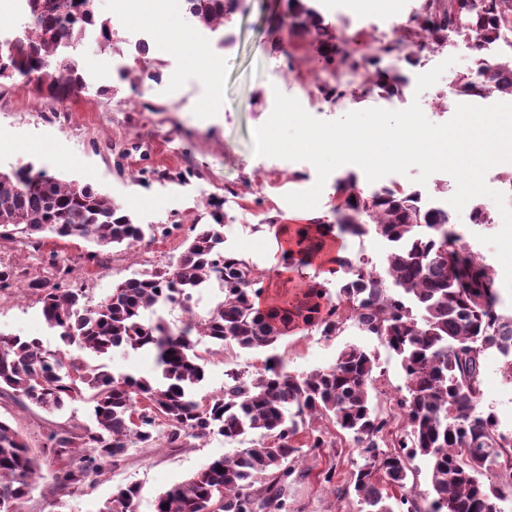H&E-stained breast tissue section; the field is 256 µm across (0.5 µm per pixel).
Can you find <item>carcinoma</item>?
Wrapping results in <instances>:
<instances>
[{
    "label": "carcinoma",
    "instance_id": "cac0c4a2",
    "mask_svg": "<svg viewBox=\"0 0 512 512\" xmlns=\"http://www.w3.org/2000/svg\"><path fill=\"white\" fill-rule=\"evenodd\" d=\"M194 24L215 32L224 26L234 0H188ZM302 29L329 36L313 0H289ZM30 32L0 43V87L17 77L36 92L65 99L87 87L73 51L96 29V45L112 55L116 36L108 19L96 17L94 0H29ZM512 27V0H422L410 17L417 39L443 44L452 33L476 47L489 46ZM371 90L397 95L407 83L403 68H374ZM464 96L512 97V58L498 62L495 77L459 75ZM334 223H318L322 236L375 234L389 245L384 268L328 259L332 275L345 279L336 292L318 281H303L294 301L262 300L264 274L225 245L224 220L194 224L179 259L161 270L137 273L117 284L96 305L74 280L68 259L51 251L45 261L52 277L0 267V292L18 283L37 296L45 323L61 341L93 357L116 350L154 353L158 375H114L51 350L34 336L0 331V390L10 389L48 412L76 401L91 405L94 425L75 423L45 435L42 453L66 464L55 485L73 492L117 467L129 449L179 448L192 440L224 438L233 454L211 459L188 479L158 496L155 512H288L290 478H315L340 500L356 501L358 512H500L512 496V434L498 429V417L479 409L484 353L498 349L512 383V315L499 312L495 274L476 254L458 246L448 212L427 208L418 193L398 186L363 194L357 177L339 180ZM179 225L144 228L108 194L63 182L31 164L0 171V240L40 251L41 233L78 237L98 247L131 248L157 232ZM317 234L300 230L299 258L286 267L308 266L323 249ZM204 288L214 305L172 328L158 311L183 307ZM155 318L147 321L145 315ZM352 322L399 359L405 385L397 406L405 427L383 415L377 397L379 360L348 345L329 366L308 373L288 370L276 354L254 372H225L224 388L197 399L205 380L198 345L234 344L251 351L276 347L302 328L328 338ZM346 435L362 463L344 484L336 470H296L301 449L314 456L336 447L331 428ZM250 443L247 448L244 443ZM428 464L432 497L407 490L411 462ZM497 472L499 482L483 477ZM40 464L24 436L0 419V512H18L35 488ZM139 490L117 488L97 512H133ZM168 505L163 509L162 505Z\"/></svg>",
    "mask_w": 512,
    "mask_h": 512
}]
</instances>
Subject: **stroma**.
Returning a JSON list of instances; mask_svg holds the SVG:
<instances>
[{"label":"stroma","mask_w":512,"mask_h":512,"mask_svg":"<svg viewBox=\"0 0 512 512\" xmlns=\"http://www.w3.org/2000/svg\"><path fill=\"white\" fill-rule=\"evenodd\" d=\"M418 6L419 0H395L394 11L359 13L344 7L341 0L317 3L332 24L335 44L342 52L352 51L351 36L356 30H384L393 17H409ZM172 23L184 29L190 26L176 0H153L148 17L138 22L151 35L146 52L124 41L117 45L131 68H139L144 59L160 63L159 78L150 87L125 81L119 83L115 96L99 95L90 87L62 102L45 92L34 93L19 81L0 87V171L30 164L107 193L136 223L179 225V232L156 237L155 267L176 260L183 249L185 228L213 223L219 215L225 222L228 246L252 258L259 268L272 269L279 256L278 241L265 225L296 224L297 210L286 203L285 196L311 188L317 179L309 162L258 157L253 152L251 132L271 115L276 93L296 98L307 113L321 120L389 104L377 93L350 95L338 102L318 103L308 97L309 78L327 72L329 66L315 34L292 29L284 0H237L230 22L216 36L169 42L164 32ZM203 54L223 63L215 81H206L192 64ZM291 60L296 63L295 76L282 77V67ZM228 184L238 186L246 207L225 202ZM477 203L490 213L491 225L475 226L464 213L453 215L452 222L461 235V246L483 255L494 270L501 310L511 315L512 293L505 286L503 267L493 248L480 241L481 236L501 229V215L492 199L481 197ZM43 248L68 258L92 304L145 269L135 251L98 249L78 238L51 237ZM0 330L39 337L52 349L62 345L57 332L45 324L41 305L32 295L0 293ZM350 344L377 353L386 394L403 387L395 355L351 323L330 339L313 331H292L277 343L275 352L290 371L306 373L333 363L339 350ZM265 357L262 351L212 347L205 355L207 378L197 388V397L223 388L226 370L252 371ZM484 361L480 406L495 412L503 428H511L512 385L500 372L503 356L491 348ZM0 419L17 427L37 455L50 429L92 422L85 405L48 414L8 391L0 393ZM230 450L220 437L179 448H132L117 468L72 493L54 490L58 465L43 459L40 485L25 500L22 512H97L117 487L127 485L139 489L138 512H155L161 492ZM288 501L291 512H357L311 478L291 483Z\"/></svg>","instance_id":"1"}]
</instances>
